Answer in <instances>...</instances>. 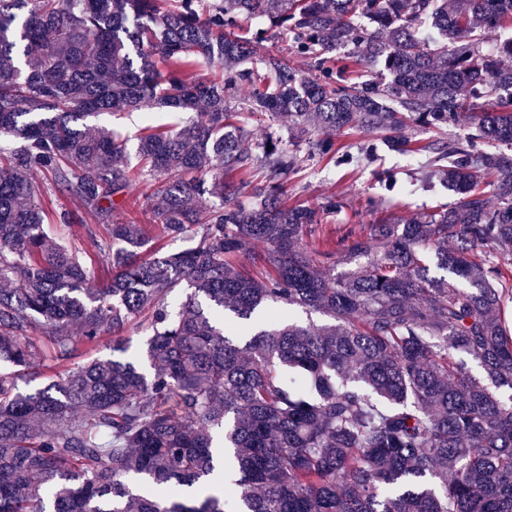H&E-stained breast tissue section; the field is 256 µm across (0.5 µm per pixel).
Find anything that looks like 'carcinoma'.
<instances>
[{
  "mask_svg": "<svg viewBox=\"0 0 512 512\" xmlns=\"http://www.w3.org/2000/svg\"><path fill=\"white\" fill-rule=\"evenodd\" d=\"M507 29L512 0H0V512H512V36L484 50ZM272 39L303 68L252 66ZM139 110L194 118L147 125L134 174L87 120ZM355 132L427 155L453 205L339 237L335 194L287 205ZM137 185L190 247L141 257L147 225L114 220ZM54 198L103 235L63 241ZM138 317L152 372L71 364ZM214 429L232 511L183 495Z\"/></svg>",
  "mask_w": 512,
  "mask_h": 512,
  "instance_id": "cac0c4a2",
  "label": "carcinoma"
}]
</instances>
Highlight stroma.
<instances>
[{
  "mask_svg": "<svg viewBox=\"0 0 512 512\" xmlns=\"http://www.w3.org/2000/svg\"><path fill=\"white\" fill-rule=\"evenodd\" d=\"M364 135L345 138L352 156L350 165L342 166L322 162L309 169L308 173L289 191L292 203H315L322 194L336 193L343 206L328 219L329 228L342 227L353 232H362L372 223V216L362 211L367 198L382 203V214H392L409 219L417 214L453 204L455 196L445 183L425 180L426 156L383 151L375 163H367L361 152Z\"/></svg>",
  "mask_w": 512,
  "mask_h": 512,
  "instance_id": "1",
  "label": "stroma"
}]
</instances>
